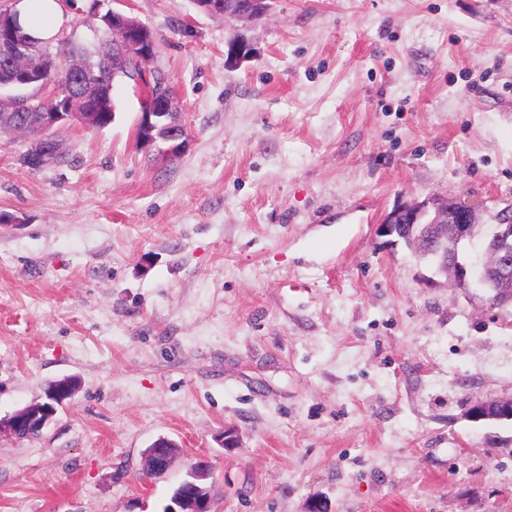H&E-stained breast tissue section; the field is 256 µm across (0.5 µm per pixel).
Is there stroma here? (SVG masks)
<instances>
[{"label":"stroma","instance_id":"obj_1","mask_svg":"<svg viewBox=\"0 0 512 512\" xmlns=\"http://www.w3.org/2000/svg\"><path fill=\"white\" fill-rule=\"evenodd\" d=\"M119 8L188 138L140 147L128 85L42 168L0 134V419L80 380L40 436H0V512H165L200 458L212 512H512V422L465 416L512 396V306L377 233L430 196L488 225L512 204V0ZM512 411V397L497 399H476L468 404L466 417L471 421L487 419L489 413ZM162 443L170 448H161ZM178 452L179 447L173 441L164 437L157 439L144 453L143 471L150 473L149 477L164 473Z\"/></svg>","mask_w":512,"mask_h":512}]
</instances>
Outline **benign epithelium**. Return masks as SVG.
I'll return each mask as SVG.
<instances>
[{
	"label": "benign epithelium",
	"mask_w": 512,
	"mask_h": 512,
	"mask_svg": "<svg viewBox=\"0 0 512 512\" xmlns=\"http://www.w3.org/2000/svg\"><path fill=\"white\" fill-rule=\"evenodd\" d=\"M241 7L245 14L259 19L269 10V0H243ZM111 24L117 34V44L109 66L114 74L126 73L131 62L130 50L137 49L144 57L150 55V43L145 38L146 29L117 11L112 12ZM0 55L16 64L18 72L25 77L37 79L55 65V57L50 52L32 51V47L17 32L15 18L10 10L0 13ZM91 68L92 65L86 59L69 63L71 81L77 86L78 92L69 98L65 111L58 107L44 110L34 105L31 99H24L12 92L5 95L0 93V112L6 115L13 112L27 113L17 133L28 137L34 144L48 138L54 128L73 122L89 129L102 128L107 95L87 79ZM142 101L139 145L144 148L154 146L156 140L152 132L160 125L167 133L170 154L178 153L184 146L187 133L180 113L176 110L168 78L164 75L159 77L157 86ZM478 223V213L470 203L460 198L431 197L422 202L397 206L378 225L377 233L381 237L398 238L409 235L417 224H429L439 232L451 235L456 241H464L469 237L472 225ZM78 388V380L73 377L56 380L50 391L51 399L37 401L10 418L0 420V434L18 437L30 433L34 425L44 429L56 415L57 408L71 400ZM509 410L512 411V397L476 399L468 404L466 417L479 421L486 419L490 413ZM178 452L179 447L173 441L164 437L157 439L144 453L143 471L153 476L164 473ZM210 475L211 464L208 460L195 462L185 480L193 490L175 492L172 496L173 506L167 512H209L211 501L206 482Z\"/></svg>",
	"instance_id": "1"
}]
</instances>
